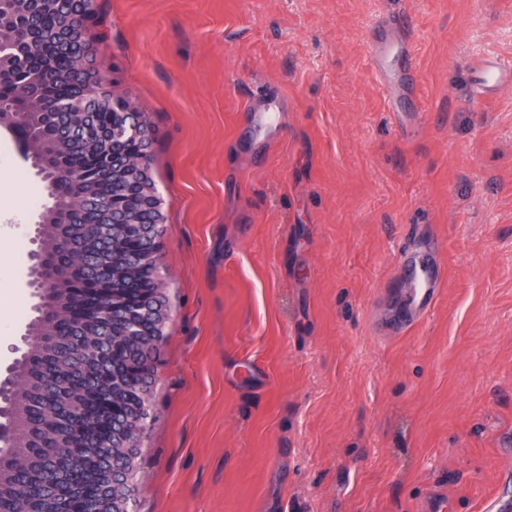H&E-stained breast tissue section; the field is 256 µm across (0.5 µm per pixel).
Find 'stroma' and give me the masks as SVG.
<instances>
[{
  "label": "stroma",
  "instance_id": "1",
  "mask_svg": "<svg viewBox=\"0 0 512 512\" xmlns=\"http://www.w3.org/2000/svg\"><path fill=\"white\" fill-rule=\"evenodd\" d=\"M97 62L152 124L172 320L132 512H482L512 466V0H98ZM406 14L416 84L375 33ZM276 107L275 129L246 107ZM44 185L0 155V380L38 302ZM441 267L390 322L399 249ZM375 65L379 73H382V69L385 67V63L393 56L411 55V45L408 40L398 43H381L375 46ZM476 84L486 97L503 87L512 86V63L494 58L484 59L474 69Z\"/></svg>",
  "mask_w": 512,
  "mask_h": 512
}]
</instances>
